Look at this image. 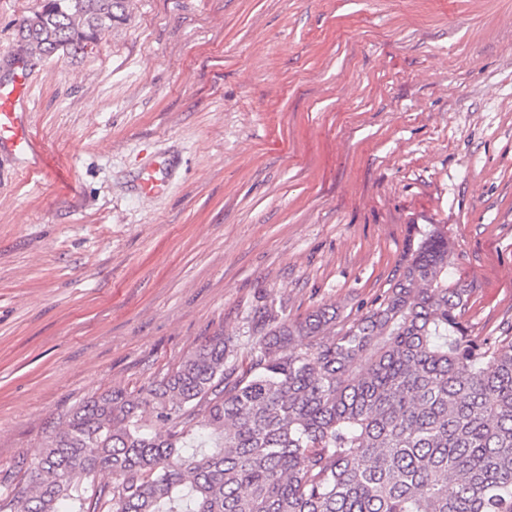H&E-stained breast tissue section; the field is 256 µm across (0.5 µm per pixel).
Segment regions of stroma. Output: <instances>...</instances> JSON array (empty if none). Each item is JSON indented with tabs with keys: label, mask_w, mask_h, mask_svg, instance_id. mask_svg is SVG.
<instances>
[{
	"label": "stroma",
	"mask_w": 512,
	"mask_h": 512,
	"mask_svg": "<svg viewBox=\"0 0 512 512\" xmlns=\"http://www.w3.org/2000/svg\"><path fill=\"white\" fill-rule=\"evenodd\" d=\"M42 0H0V75ZM30 59L0 158V470L261 312L352 318L442 224L472 335H512V0H129ZM170 192L138 193L154 155ZM30 67L22 56L13 59L8 79L0 78V157L34 159V141L28 119Z\"/></svg>",
	"instance_id": "1"
}]
</instances>
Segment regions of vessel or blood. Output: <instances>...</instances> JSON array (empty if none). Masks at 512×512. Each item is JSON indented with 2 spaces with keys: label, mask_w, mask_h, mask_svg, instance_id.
<instances>
[{
  "label": "vessel or blood",
  "mask_w": 512,
  "mask_h": 512,
  "mask_svg": "<svg viewBox=\"0 0 512 512\" xmlns=\"http://www.w3.org/2000/svg\"><path fill=\"white\" fill-rule=\"evenodd\" d=\"M30 67L23 57H15L8 79H0V157L10 156L30 160L34 156V141L28 119ZM173 163L160 157L145 165L138 177L141 193L162 196L172 183Z\"/></svg>",
  "instance_id": "b4317fda"
}]
</instances>
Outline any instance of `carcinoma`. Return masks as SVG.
Listing matches in <instances>:
<instances>
[{
  "label": "carcinoma",
  "instance_id": "1",
  "mask_svg": "<svg viewBox=\"0 0 512 512\" xmlns=\"http://www.w3.org/2000/svg\"><path fill=\"white\" fill-rule=\"evenodd\" d=\"M127 0H43L18 50L81 51ZM448 232L336 320L267 309L246 367L214 336L136 394L75 410L0 471V512H512V340H478Z\"/></svg>",
  "mask_w": 512,
  "mask_h": 512
}]
</instances>
